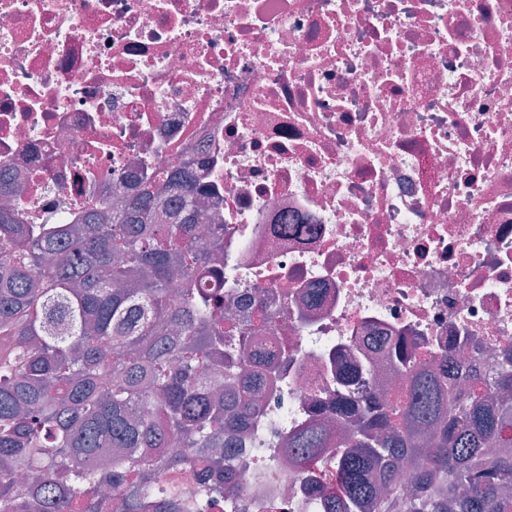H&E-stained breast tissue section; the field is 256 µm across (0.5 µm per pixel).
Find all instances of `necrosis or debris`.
I'll list each match as a JSON object with an SVG mask.
<instances>
[{"mask_svg":"<svg viewBox=\"0 0 512 512\" xmlns=\"http://www.w3.org/2000/svg\"><path fill=\"white\" fill-rule=\"evenodd\" d=\"M191 167L199 288L279 348L224 512H326L288 436L408 378L512 361V0H0V206L78 224Z\"/></svg>","mask_w":512,"mask_h":512,"instance_id":"4bbe7bcc","label":"necrosis or debris"}]
</instances>
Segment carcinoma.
Returning a JSON list of instances; mask_svg holds the SVG:
<instances>
[{"label":"carcinoma","instance_id":"obj_1","mask_svg":"<svg viewBox=\"0 0 512 512\" xmlns=\"http://www.w3.org/2000/svg\"><path fill=\"white\" fill-rule=\"evenodd\" d=\"M184 210L158 214L144 193L71 224H23L0 209V512H182V475L220 505L224 435L240 430L253 401L224 403L241 366L225 339L222 303L195 288L211 219L188 172L169 179ZM249 377L268 384L279 353L260 350ZM409 389L387 403L369 391L358 422L333 439L310 424L288 438L306 466L331 443L336 489L329 512H512V369L489 383L450 354L435 370L398 352ZM215 377L209 384L200 368ZM173 472L155 509L154 473ZM415 471L410 493L390 475Z\"/></svg>","mask_w":512,"mask_h":512}]
</instances>
